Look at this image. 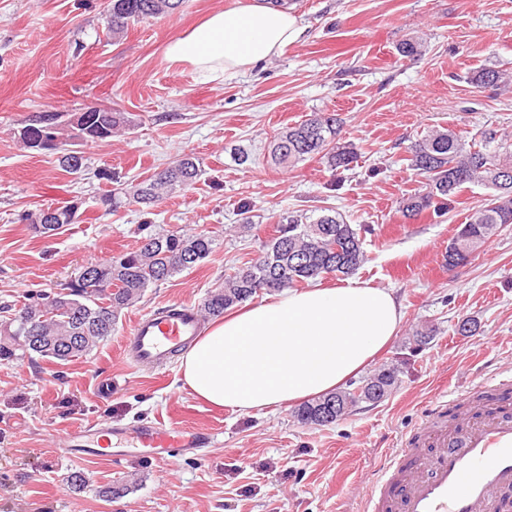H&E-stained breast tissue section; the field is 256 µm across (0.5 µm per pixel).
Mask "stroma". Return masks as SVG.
<instances>
[{
  "instance_id": "obj_1",
  "label": "stroma",
  "mask_w": 512,
  "mask_h": 512,
  "mask_svg": "<svg viewBox=\"0 0 512 512\" xmlns=\"http://www.w3.org/2000/svg\"><path fill=\"white\" fill-rule=\"evenodd\" d=\"M109 0H0V321L88 263L136 247L153 230L205 231L217 246L197 266L149 288L125 310L111 338L59 364L33 357L0 364V512H362L359 485L399 444L425 401L512 367V224L450 270L443 254L488 189H464L442 216L406 218L405 193L421 188L407 149L441 127L462 140L493 129L512 139V89L478 88L485 67L512 72V0H287L301 38L249 73L204 82L171 64L168 42L236 0H186L174 14L108 34ZM422 42L405 58L398 45ZM128 113L125 135L80 143L81 172L54 153L24 147L16 132L43 112L88 105ZM336 114L357 159L329 169L314 156L283 168L270 157L278 128ZM204 171L144 216L108 214L97 198L108 168L137 182L182 154ZM80 201L78 223L46 233L25 213ZM332 209L369 226L367 261L355 281L392 291L404 317L373 367L398 381L381 403H362L328 426L298 421L297 405L240 415L197 399L180 361L158 373L130 363L121 346L140 315L200 305L225 269L257 259L289 216ZM253 227L238 229L243 217ZM474 322L461 335L463 319ZM432 329L410 352L416 330ZM109 417L131 425L161 419L207 433L195 455L170 466L129 457L112 463L66 456L63 436ZM81 473L85 486L71 488ZM137 475L130 494L102 500L101 487Z\"/></svg>"
}]
</instances>
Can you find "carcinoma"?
Masks as SVG:
<instances>
[{
	"label": "carcinoma",
	"mask_w": 512,
	"mask_h": 512,
	"mask_svg": "<svg viewBox=\"0 0 512 512\" xmlns=\"http://www.w3.org/2000/svg\"><path fill=\"white\" fill-rule=\"evenodd\" d=\"M185 0H111L107 29L118 39L129 25L168 16ZM471 81L478 87L507 86L509 76L494 68L475 71ZM82 126L84 142L105 141L126 130V113L107 107L99 112H76L70 127ZM340 123L333 114L316 113L298 125L277 132L270 141V155L278 165L294 166L318 155L334 170L350 169L355 152L339 143ZM60 167L77 173L83 164L75 151H57ZM409 167L426 180L425 189L403 196L399 209L411 218L425 211L441 216L466 184L491 190L490 198L469 215L462 228L448 242L443 255L446 265H463L502 224H512V150L497 142V131L482 132L480 143L469 147L448 128L435 129L409 147ZM203 170L199 159L184 154L171 165L138 182L130 189L108 190L99 196L105 212L134 203L149 213L176 190L194 186ZM79 210L72 204L47 207L28 213L23 220L34 227L51 230L74 224ZM364 226L345 222L338 213H325L312 220L290 215L288 222L263 245L262 255L232 268L224 283L216 287L200 308L202 319L218 317L224 311L252 297L260 290L280 291L303 288L318 277L343 278L366 261L362 234ZM216 246L206 232L181 230L150 231L138 246L120 256L86 265L73 280L55 292L45 293L23 304L0 331V361H12L34 354L70 361L90 354L112 336L122 311L138 302L145 292L206 259ZM396 383L395 372L381 368L364 380L360 391H337L319 397L298 409L304 424H318V417L330 402L341 400L342 410L329 420L334 423L358 403L378 404ZM136 482L109 484L99 490L107 500L127 495Z\"/></svg>",
	"instance_id": "cac0c4a2"
}]
</instances>
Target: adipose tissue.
Instances as JSON below:
<instances>
[{
  "label": "adipose tissue",
  "instance_id": "obj_1",
  "mask_svg": "<svg viewBox=\"0 0 512 512\" xmlns=\"http://www.w3.org/2000/svg\"><path fill=\"white\" fill-rule=\"evenodd\" d=\"M301 34L290 8L244 0L171 39L166 56L213 80L248 73ZM402 317L391 291L363 283L283 292L209 325L181 358L182 380L240 414L296 404L360 373L393 342Z\"/></svg>",
  "mask_w": 512,
  "mask_h": 512
}]
</instances>
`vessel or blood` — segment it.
<instances>
[{
    "instance_id": "1",
    "label": "vessel or blood",
    "mask_w": 512,
    "mask_h": 512,
    "mask_svg": "<svg viewBox=\"0 0 512 512\" xmlns=\"http://www.w3.org/2000/svg\"><path fill=\"white\" fill-rule=\"evenodd\" d=\"M200 312L189 305L174 314L138 317L122 345L126 359L155 370L195 338ZM202 433L160 420L128 428L107 422L67 432L74 457L112 461L149 449L175 464L194 454ZM363 512H512V368L453 395L429 402L387 464L362 488Z\"/></svg>"
}]
</instances>
